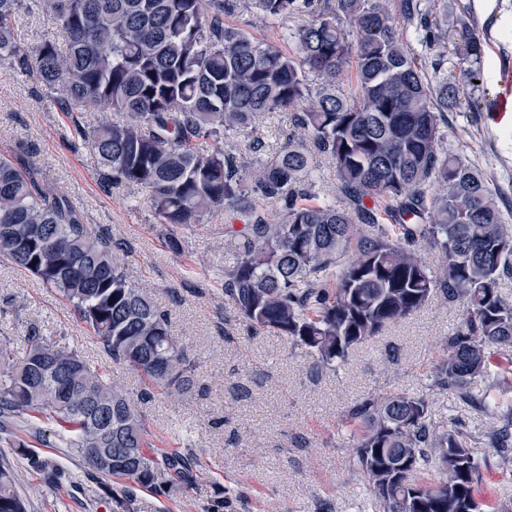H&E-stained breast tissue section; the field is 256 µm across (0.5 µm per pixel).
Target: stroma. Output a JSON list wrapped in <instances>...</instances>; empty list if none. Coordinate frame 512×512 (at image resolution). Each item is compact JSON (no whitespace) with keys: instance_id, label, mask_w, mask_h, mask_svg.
Wrapping results in <instances>:
<instances>
[{"instance_id":"obj_1","label":"stroma","mask_w":512,"mask_h":512,"mask_svg":"<svg viewBox=\"0 0 512 512\" xmlns=\"http://www.w3.org/2000/svg\"><path fill=\"white\" fill-rule=\"evenodd\" d=\"M433 4L449 21L461 17L474 26L485 50L484 91L478 103L464 97L448 110L443 147L481 169L502 210L510 212L512 114L499 115L492 105L504 69L512 67V0H421L422 8ZM306 21L296 15L273 26L245 5L224 18L283 49L285 32ZM112 117L97 110L70 118L44 89L0 65V153L27 154L44 184L67 195L91 229H108L126 244L120 259L130 279L168 312L172 334L197 364L194 389L143 397L141 376L103 352L68 302L6 261H0V337L24 356L27 327L34 323L57 345L77 350L106 379L141 396L155 449H191L199 467L191 485L165 494L138 488L122 508L67 452L61 427L26 419L0 430V457L16 470L27 512H372L343 417L372 393L422 392L442 337L462 317L461 305L432 301L356 347L337 369L312 371L303 350L277 334L253 333L224 296L219 272L233 260L224 235L235 221L231 208L205 214L190 229L158 223L145 190L107 184L93 151L72 146L74 122L92 127ZM170 235L180 240V252L166 247ZM429 418L476 433L488 428L479 412L449 393L433 396ZM19 443L55 459L62 489L27 467L15 450ZM472 452L481 502L512 512V467L485 445Z\"/></svg>"}]
</instances>
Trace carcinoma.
<instances>
[{"mask_svg": "<svg viewBox=\"0 0 512 512\" xmlns=\"http://www.w3.org/2000/svg\"><path fill=\"white\" fill-rule=\"evenodd\" d=\"M278 23L303 11L308 24L288 51L224 24L242 0H42L64 45L29 47L18 30L25 0H0V64L44 87L62 112L112 109L74 137L115 186L141 188L161 224L200 225L232 208L233 261L224 296L251 327L285 336L334 367L385 327L439 298L464 314L445 337L429 390L449 392L493 423L469 433L427 421L426 395L370 394L346 414L357 467L375 512H483L472 445L512 465V402L491 350L512 348V215L483 172L441 149L445 112L481 79L484 43L467 22L448 33L419 0H249ZM413 28L412 47L396 18ZM469 67L450 81L443 49ZM321 77L313 89L305 73ZM292 113L296 133L252 167L224 149L264 112ZM336 168V195L319 200L316 158ZM441 258L432 268L423 251ZM123 243L91 233L68 197L43 184L22 155L0 154V256L40 280L78 312L113 360L170 394L193 389L194 363L168 314L131 281ZM18 358L0 338V427L50 419L88 472L132 488L168 492L194 480L195 456H157L145 417L123 387L32 324ZM30 469L51 460L21 448ZM433 468L439 481L414 482ZM0 512H25L12 466L0 462Z\"/></svg>", "mask_w": 512, "mask_h": 512, "instance_id": "obj_1", "label": "carcinoma"}]
</instances>
